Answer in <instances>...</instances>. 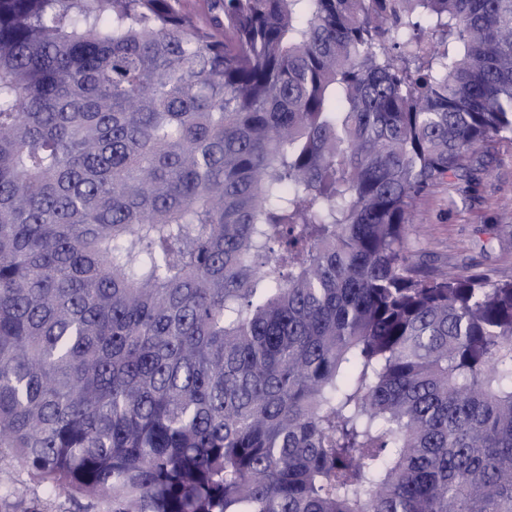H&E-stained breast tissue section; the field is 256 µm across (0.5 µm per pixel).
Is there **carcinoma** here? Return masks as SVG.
<instances>
[{
	"label": "carcinoma",
	"mask_w": 512,
	"mask_h": 512,
	"mask_svg": "<svg viewBox=\"0 0 512 512\" xmlns=\"http://www.w3.org/2000/svg\"><path fill=\"white\" fill-rule=\"evenodd\" d=\"M0 0V453L111 512H512V276L417 200L512 136V0Z\"/></svg>",
	"instance_id": "carcinoma-1"
}]
</instances>
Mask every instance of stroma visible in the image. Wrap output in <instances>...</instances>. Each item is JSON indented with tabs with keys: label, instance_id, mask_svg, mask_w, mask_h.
Instances as JSON below:
<instances>
[{
	"label": "stroma",
	"instance_id": "35a3bbf8",
	"mask_svg": "<svg viewBox=\"0 0 512 512\" xmlns=\"http://www.w3.org/2000/svg\"><path fill=\"white\" fill-rule=\"evenodd\" d=\"M487 174L468 188L448 179L421 197L412 235L421 259L452 269L481 265L512 275V139H500L484 156ZM25 487L34 512H107L105 503L73 500L33 481L27 468L8 454L0 455V512H10V493Z\"/></svg>",
	"mask_w": 512,
	"mask_h": 512
}]
</instances>
